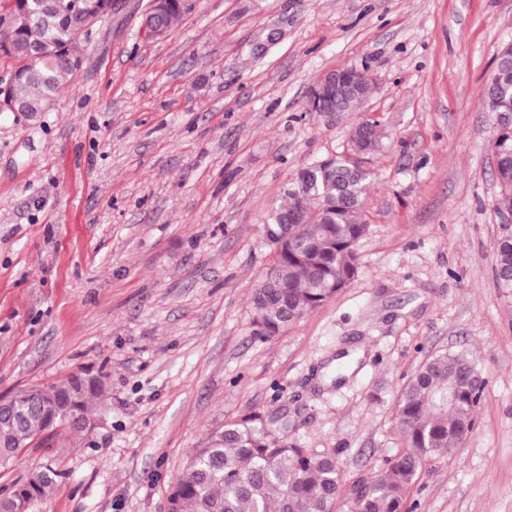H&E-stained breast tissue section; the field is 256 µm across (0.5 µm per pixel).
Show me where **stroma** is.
I'll return each mask as SVG.
<instances>
[{
    "label": "stroma",
    "instance_id": "stroma-1",
    "mask_svg": "<svg viewBox=\"0 0 512 512\" xmlns=\"http://www.w3.org/2000/svg\"><path fill=\"white\" fill-rule=\"evenodd\" d=\"M117 0L39 120L0 111V398L103 373L91 434L59 429L0 469L44 467L31 512H169L192 449L224 421L284 412L347 479L403 446L402 387L466 351L487 384L461 449L433 457L411 512H512V299L493 256L497 123L482 90L512 0H195L168 36ZM367 69L354 112H312L329 72ZM380 124L357 277L278 336L250 324L273 255L266 212L293 174Z\"/></svg>",
    "mask_w": 512,
    "mask_h": 512
}]
</instances>
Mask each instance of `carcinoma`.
<instances>
[{"label":"carcinoma","mask_w":512,"mask_h":512,"mask_svg":"<svg viewBox=\"0 0 512 512\" xmlns=\"http://www.w3.org/2000/svg\"><path fill=\"white\" fill-rule=\"evenodd\" d=\"M49 0H0V52L11 59L3 98L25 104L35 115L79 70L77 45L89 17L110 15L111 0H86L82 15L67 14ZM184 0H168L156 18L171 29L186 13ZM489 111L512 121V48L497 55L484 88ZM361 98L331 96L329 110L352 112ZM380 124L363 119L346 146L289 179L284 201L266 215L263 243L273 263L251 298L253 334L267 339L285 331L309 311L334 298L357 275L356 246L367 232L362 219L380 148ZM499 205L512 212V133L494 136ZM497 288L512 296V224L501 225L494 255ZM469 355L444 352L427 359L401 389L398 425L404 448L384 461L369 481H347L336 453H321L288 442V415L250 412L224 422L193 451L169 496V512H334L346 497L355 512H405L408 492L425 463L459 446L475 428V413L486 380L468 369ZM104 392L100 376L85 371L47 388L12 398L15 415L0 419V468L23 446L49 441L60 427L87 432L94 426L91 399ZM56 472L51 467L15 487L5 512H29Z\"/></svg>","instance_id":"1"}]
</instances>
